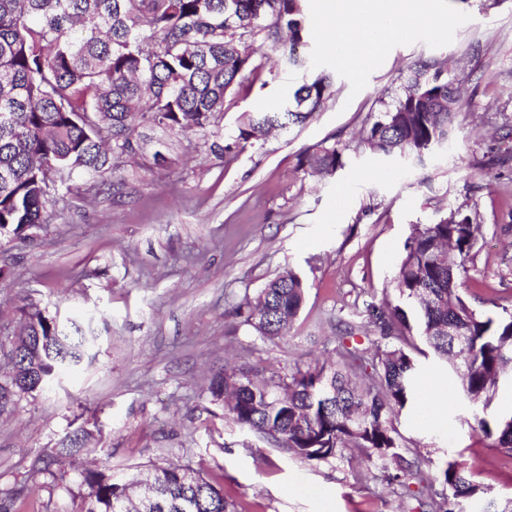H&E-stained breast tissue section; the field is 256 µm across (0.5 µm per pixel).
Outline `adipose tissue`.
<instances>
[{"instance_id": "ef3b65f1", "label": "adipose tissue", "mask_w": 512, "mask_h": 512, "mask_svg": "<svg viewBox=\"0 0 512 512\" xmlns=\"http://www.w3.org/2000/svg\"><path fill=\"white\" fill-rule=\"evenodd\" d=\"M453 23V17L432 10L426 0H325L317 32L337 67L351 71L355 65L347 34H356L375 48L390 34L406 35L417 24L439 32Z\"/></svg>"}]
</instances>
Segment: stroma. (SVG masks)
Listing matches in <instances>:
<instances>
[{
    "label": "stroma",
    "mask_w": 512,
    "mask_h": 512,
    "mask_svg": "<svg viewBox=\"0 0 512 512\" xmlns=\"http://www.w3.org/2000/svg\"><path fill=\"white\" fill-rule=\"evenodd\" d=\"M431 4L454 25L416 28L356 72L312 35L303 67L267 52L259 82L228 95L220 121L234 135L246 113L330 75L332 95L305 125L245 144L228 163L193 135L170 167L73 177L49 203L55 221L26 241L0 237V376L28 314L77 322L93 339L78 367L0 413V488L29 483L49 460L63 485L36 492L40 512H73L80 473L97 461L120 478L132 464L177 460L221 473L239 512H413V499L364 480L357 462L300 460L238 427L206 388L233 361L282 375L334 356L341 324H366L367 303L398 301L413 226L461 206L478 209L483 235L464 294L512 304V136L497 114L512 112V0ZM421 58L449 62L463 83L454 135L419 160L373 153L361 141L370 114ZM331 136L344 167L297 172L298 154ZM288 268L306 301L287 339H261L233 312ZM399 429L427 448L431 471L455 461L512 494V461L464 411L405 413ZM79 431L86 451L58 456Z\"/></svg>",
    "instance_id": "35a3bbf8"
}]
</instances>
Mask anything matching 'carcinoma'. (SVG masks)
Returning <instances> with one entry per match:
<instances>
[{
	"instance_id": "carcinoma-1",
	"label": "carcinoma",
	"mask_w": 512,
	"mask_h": 512,
	"mask_svg": "<svg viewBox=\"0 0 512 512\" xmlns=\"http://www.w3.org/2000/svg\"><path fill=\"white\" fill-rule=\"evenodd\" d=\"M225 0H0V235L27 239L26 227L49 223L46 209L75 174L116 172L131 160L161 167L151 145L209 135V151L233 157L240 145L308 122L330 96L320 75L285 102L247 116L238 134L217 131L225 97L262 72L267 46L290 66L307 38L302 0H233L242 24L224 27ZM459 88L448 65L420 59L403 90L380 100L363 131L366 146L385 156L422 155L444 142L457 121ZM343 149L323 140L298 155L296 171L333 174ZM481 215L457 208L435 224H417L395 277L404 308L369 304L367 342L357 329L337 337L336 359L297 366L276 379L253 366L214 375L209 392L242 428L307 461L356 453L418 502L420 512H512L498 509L492 488L448 461L432 477L421 452L398 429V417L425 401L413 388L422 343L458 379L457 399L497 449L512 458V413L493 409L500 385L512 382V305L476 308L461 291L477 247ZM306 297L301 275L288 269L268 280L234 316L262 339H285ZM87 338L41 313L27 317L13 345L14 363L0 379V409L79 366ZM77 512H237L221 477L170 461L152 465L145 483L116 479L104 465L83 474ZM30 494L11 488L0 512H28Z\"/></svg>"
}]
</instances>
